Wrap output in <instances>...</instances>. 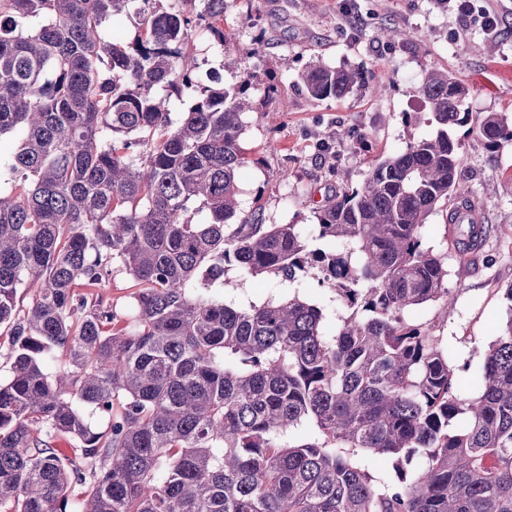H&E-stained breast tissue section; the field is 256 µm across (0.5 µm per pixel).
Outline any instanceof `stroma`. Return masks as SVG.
Here are the masks:
<instances>
[{"mask_svg":"<svg viewBox=\"0 0 512 512\" xmlns=\"http://www.w3.org/2000/svg\"><path fill=\"white\" fill-rule=\"evenodd\" d=\"M492 12L495 29L436 0H227L224 26L236 30L239 51H222L208 34L191 42L208 70L225 83L250 75L252 110L241 137L247 163L239 178L242 209L264 208L269 224H309L312 209L348 186L360 185L381 156L430 134L434 126L417 92L424 69L453 73L470 89V112L512 118V0H472ZM397 26L401 41L380 36ZM366 72L368 86L336 100L304 95L298 75L311 57ZM340 128L351 138L332 140ZM461 178L491 228L485 251L468 264L448 261L447 300L421 308L447 345L460 394L475 392L488 345L512 316L503 290L512 284V144L489 152L476 135L461 137ZM298 291L321 306L330 323L344 309L312 275L288 283L254 277L236 267L205 291L241 305Z\"/></svg>","mask_w":512,"mask_h":512,"instance_id":"35a3bbf8","label":"stroma"}]
</instances>
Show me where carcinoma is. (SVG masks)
Here are the masks:
<instances>
[{"label": "carcinoma", "instance_id": "cac0c4a2", "mask_svg": "<svg viewBox=\"0 0 512 512\" xmlns=\"http://www.w3.org/2000/svg\"><path fill=\"white\" fill-rule=\"evenodd\" d=\"M225 6L0 0V136L18 138L0 161V512H512V284L471 399L411 317L448 300V255L468 262L491 233L456 129L496 151L512 124L473 116L466 85L426 69L430 135L315 208L311 235L267 224L237 199L248 79L204 85L189 59L196 27L235 45ZM300 79L317 101L366 85L320 59ZM186 90L175 124L167 95ZM450 201L442 254L424 229ZM230 266L311 271L348 316L328 334L298 293L240 308L198 290ZM116 270L136 288L125 324L93 294ZM364 454L391 457L397 480Z\"/></svg>", "mask_w": 512, "mask_h": 512}]
</instances>
